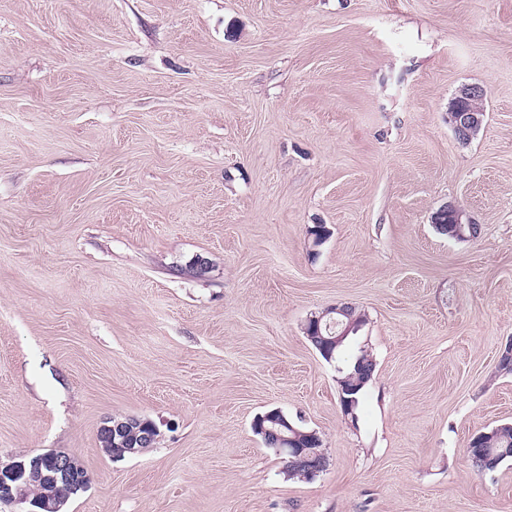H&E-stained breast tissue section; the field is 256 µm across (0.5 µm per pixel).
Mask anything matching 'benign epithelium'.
Segmentation results:
<instances>
[{
  "instance_id": "7a95c632",
  "label": "benign epithelium",
  "mask_w": 512,
  "mask_h": 512,
  "mask_svg": "<svg viewBox=\"0 0 512 512\" xmlns=\"http://www.w3.org/2000/svg\"><path fill=\"white\" fill-rule=\"evenodd\" d=\"M485 91L478 85H464L458 89L456 95L448 105V124L455 137L465 144L479 132L484 121ZM473 223L468 212L459 205L448 204L435 216L437 229L446 232L445 225H455L451 238L466 240L463 225ZM327 314L332 316L331 325L336 327L334 335L326 338L320 332L313 333L312 340L322 342L327 346H339L350 333L359 331L353 321H344L347 315L346 306H336L328 309ZM261 436H270L277 444L278 454L292 462L301 460L306 467L308 475L316 477L324 466V460L318 458L308 448H300L298 444L305 436L313 435L311 431H303L295 426L288 417L279 410L268 412L259 418ZM271 427H266L265 423ZM144 430L139 439L140 447L129 448L125 446L129 433L134 428ZM102 429L112 434V438L119 439L117 447L111 449L112 460L120 461L127 456L142 453L146 448H153L160 441L162 434L158 425L150 420H141L129 417L125 421L106 423ZM34 482L65 492L63 496L47 495L33 498L28 493V486ZM89 478L79 460L64 451H54L47 454H38L29 458L10 456L6 459L0 457V503L14 506L28 504L29 512H59L67 497L84 491L88 488Z\"/></svg>"
}]
</instances>
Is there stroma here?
Here are the masks:
<instances>
[{"mask_svg": "<svg viewBox=\"0 0 512 512\" xmlns=\"http://www.w3.org/2000/svg\"><path fill=\"white\" fill-rule=\"evenodd\" d=\"M340 304L351 416L303 332ZM510 340L512 0H0V456L75 455L62 512H512V460L468 454L512 423ZM124 416L171 428L115 461ZM485 91L478 85H464L448 105V124L455 137L465 144L479 132L484 121ZM435 224L437 225V229L442 233H447L445 228V224H455V231L452 233L450 238L456 240H470L472 238L467 237L463 233V225L462 224H475L476 234L474 235L477 238L480 235V226L476 224L468 212L459 205L448 204L443 209H441L437 215L435 216ZM359 355L356 356L355 359L344 368V370L342 371V375L340 377V379L345 380L349 376H353L350 380L351 382H361L358 393L354 395L357 398V405L355 407V410L358 407L360 400L364 394V389L368 382L372 379L375 370V364L373 363V360L370 358L369 354L363 353ZM357 361H359L360 367L359 369L356 370ZM261 436L266 438L268 435L275 440L277 444V451L279 455H283L288 461L293 462L296 458L300 459L306 467L310 479L316 477L324 466V459L318 458L316 454L310 451V448H315L317 452H322V440L320 436L315 439H307L301 442V446L305 448H298V444L304 436L316 435L315 431H303L299 429L296 424L288 420V417L279 410L268 412L265 415L259 416ZM266 422V423H265ZM270 422L272 428H268L265 424ZM265 423V424H264ZM274 452L276 448H270ZM476 436L468 453L478 471L492 473L512 458V424H501Z\"/></svg>", "mask_w": 512, "mask_h": 512, "instance_id": "1", "label": "stroma"}]
</instances>
